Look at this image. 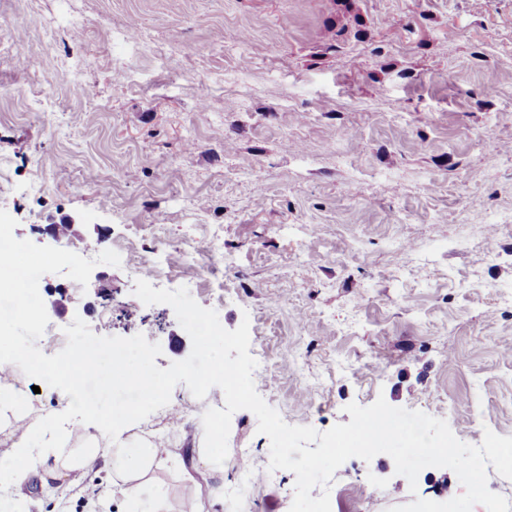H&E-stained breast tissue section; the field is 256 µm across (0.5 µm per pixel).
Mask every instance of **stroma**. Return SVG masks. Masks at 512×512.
<instances>
[{
    "label": "stroma",
    "mask_w": 512,
    "mask_h": 512,
    "mask_svg": "<svg viewBox=\"0 0 512 512\" xmlns=\"http://www.w3.org/2000/svg\"><path fill=\"white\" fill-rule=\"evenodd\" d=\"M85 37L71 43L63 15ZM139 46L113 39L129 24ZM0 209L16 238L96 257L157 255L224 240L232 265L203 277L193 299L223 328L248 322L252 356L276 365L265 401L291 425L324 432L344 408L385 398L447 421L462 442L485 430L512 436V0H0ZM193 54H183V47ZM126 77L113 79L114 68ZM78 73L93 99L75 95ZM505 143L490 154L482 136ZM111 184L104 192L102 184ZM75 223L54 239L50 224ZM416 244L399 272L393 245ZM128 262L97 265L88 284L62 274L39 281L49 323L45 355L82 319L100 336L159 343L160 368L185 359L191 339L166 304H143ZM318 381L315 396L299 374ZM0 414V463L26 442L45 475L21 512H132L98 466L68 477L36 433L47 415L82 422L67 395L34 393ZM225 397L195 398L185 384L168 405L126 426L130 446L165 443L152 473L164 512H196L211 486L203 413ZM247 410L231 418L224 486L252 469L249 512H289L295 475L270 470V441ZM365 484L355 512H390L422 498L445 502L464 487L448 468L416 484L386 454L351 458L332 490Z\"/></svg>",
    "instance_id": "1"
}]
</instances>
